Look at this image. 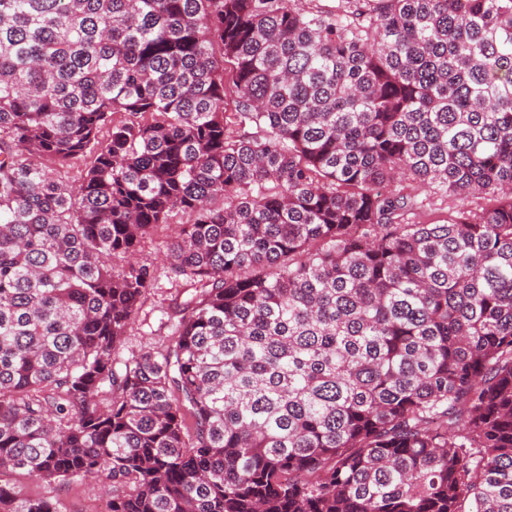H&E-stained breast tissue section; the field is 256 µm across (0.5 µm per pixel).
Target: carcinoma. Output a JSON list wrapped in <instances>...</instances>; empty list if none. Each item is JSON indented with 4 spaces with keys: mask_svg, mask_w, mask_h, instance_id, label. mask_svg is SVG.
Returning a JSON list of instances; mask_svg holds the SVG:
<instances>
[{
    "mask_svg": "<svg viewBox=\"0 0 512 512\" xmlns=\"http://www.w3.org/2000/svg\"><path fill=\"white\" fill-rule=\"evenodd\" d=\"M179 213L170 338L119 359L155 277L112 257ZM3 471L512 512V0H0Z\"/></svg>",
    "mask_w": 512,
    "mask_h": 512,
    "instance_id": "1",
    "label": "carcinoma"
}]
</instances>
